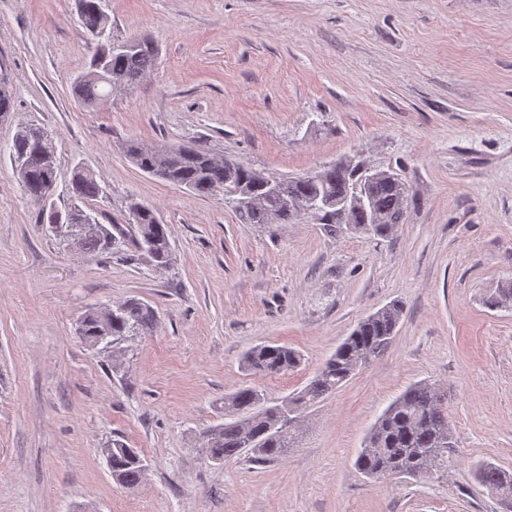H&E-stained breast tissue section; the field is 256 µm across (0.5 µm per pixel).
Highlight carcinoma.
<instances>
[{
  "label": "carcinoma",
  "mask_w": 512,
  "mask_h": 512,
  "mask_svg": "<svg viewBox=\"0 0 512 512\" xmlns=\"http://www.w3.org/2000/svg\"><path fill=\"white\" fill-rule=\"evenodd\" d=\"M80 23L100 40L89 68L74 81L76 98L93 105L107 97L115 87L135 88L154 69L158 48L147 38L127 41H102L111 28L100 0H80ZM51 144L49 134L41 127L29 126L17 131L10 145L12 162L24 160L15 167L25 194L43 202L46 165L42 163L44 147ZM132 163L143 172L180 186L198 196L219 194L227 186L241 187L258 201V206H233L244 224H297L311 220L324 224L338 234L365 233L386 239L405 221L409 193L400 192L390 182L378 180L368 188V204L336 206L361 182L360 169L353 166L329 165L321 175L282 177L271 190L254 177V170L240 162L230 165L222 160H208L209 150L199 146H179L171 151L132 143L127 147ZM101 188L88 172L74 170L70 193L72 202L63 210L51 205L42 208L43 222L68 229L81 224L74 242L88 255L110 253L112 239L131 243L153 266L170 263L172 250L169 226L158 218L157 210L132 201L127 223L122 228L126 237L111 224H100L95 211L86 207L100 195ZM329 201V204L300 214L287 209L288 203ZM404 313L403 305L392 301L366 316L325 360L315 377L299 392L271 405L262 393L242 386L224 395V417L227 421L204 433L203 447L210 458L222 462L244 452L257 463L282 458L293 447L299 433L298 424H287L286 416L297 419L308 409L336 392L361 368L382 355L391 345ZM157 315L148 304L130 299L112 309L107 321L109 335L117 341L138 332L149 334L155 328ZM98 313L85 314L80 322L82 338L91 345L97 341ZM245 369L255 374L274 376L295 370L301 364L300 354L285 345L266 342L250 348L244 355ZM453 431L448 420L447 403L438 396L435 385L420 382L405 390L377 420L364 441L355 465L372 479L387 476L386 468L402 466L414 478L429 476L448 468L449 450L454 447ZM111 457L112 478L123 487H134L142 479L144 459L134 448L120 440L106 448ZM478 481L498 499L502 512H512V474L491 462L476 465Z\"/></svg>",
  "instance_id": "1"
}]
</instances>
